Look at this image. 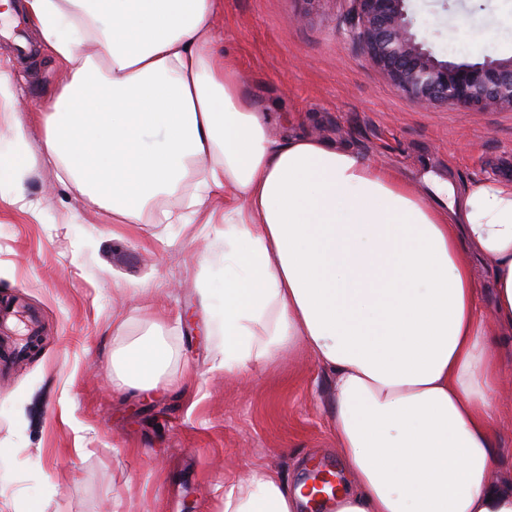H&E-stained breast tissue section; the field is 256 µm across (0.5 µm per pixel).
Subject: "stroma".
Here are the masks:
<instances>
[{"instance_id":"35a3bbf8","label":"stroma","mask_w":512,"mask_h":512,"mask_svg":"<svg viewBox=\"0 0 512 512\" xmlns=\"http://www.w3.org/2000/svg\"><path fill=\"white\" fill-rule=\"evenodd\" d=\"M420 38L443 57L512 56V0H410ZM218 46L272 120L270 132L326 138L392 167L420 190L512 181V110L420 108L365 56L350 0H224ZM20 114L0 111V150L14 117L33 114L66 74L40 49L16 61ZM35 164L25 183L39 216L0 189V303L34 311L41 341L0 376V512H224V490L254 469L294 482L313 465L343 480L331 429L330 377L307 350L262 370L214 367L222 339L204 333L201 289L224 279L200 257L215 225L116 224L110 212ZM172 352L154 388L127 389L113 358L145 334ZM496 392L502 477L512 476V349Z\"/></svg>"}]
</instances>
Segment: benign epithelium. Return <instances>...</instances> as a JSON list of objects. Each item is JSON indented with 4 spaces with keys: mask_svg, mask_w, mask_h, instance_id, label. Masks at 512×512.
<instances>
[{
    "mask_svg": "<svg viewBox=\"0 0 512 512\" xmlns=\"http://www.w3.org/2000/svg\"><path fill=\"white\" fill-rule=\"evenodd\" d=\"M353 2L369 61L417 104L512 110V56L444 59L419 38L410 0Z\"/></svg>",
    "mask_w": 512,
    "mask_h": 512,
    "instance_id": "7a95c632",
    "label": "benign epithelium"
}]
</instances>
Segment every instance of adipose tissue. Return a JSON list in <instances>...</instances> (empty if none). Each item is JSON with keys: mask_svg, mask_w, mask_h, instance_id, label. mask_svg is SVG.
<instances>
[{"mask_svg": "<svg viewBox=\"0 0 512 512\" xmlns=\"http://www.w3.org/2000/svg\"><path fill=\"white\" fill-rule=\"evenodd\" d=\"M223 0H24L27 22L68 74L39 115L59 164L116 224H219L224 299L218 368L265 367L303 347L332 381V431L349 490L335 512H512L495 478L493 339L512 335V181L452 190L448 207L335 141L267 133L270 116L214 47ZM157 131L162 142L147 145ZM0 186L24 199L27 125L10 127ZM181 212L165 209L188 177ZM232 197L211 203L213 190ZM491 263L493 316L473 261ZM146 339L123 349L129 387L170 362ZM303 486L253 470L224 512H305Z\"/></svg>", "mask_w": 512, "mask_h": 512, "instance_id": "ef3b65f1", "label": "adipose tissue"}]
</instances>
